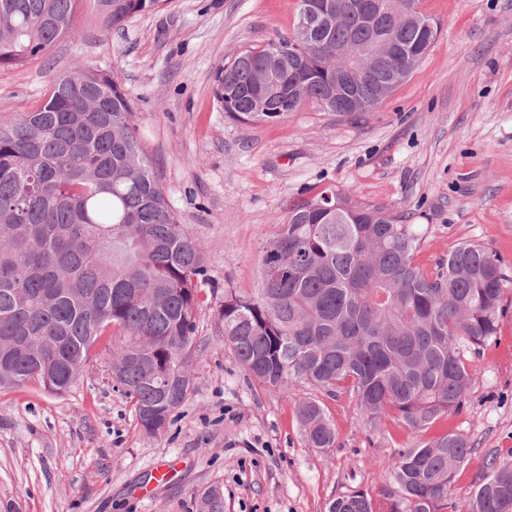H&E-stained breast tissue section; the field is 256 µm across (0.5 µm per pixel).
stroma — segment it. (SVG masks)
Masks as SVG:
<instances>
[{"instance_id":"obj_1","label":"stroma","mask_w":512,"mask_h":512,"mask_svg":"<svg viewBox=\"0 0 512 512\" xmlns=\"http://www.w3.org/2000/svg\"><path fill=\"white\" fill-rule=\"evenodd\" d=\"M298 0H166L104 30L79 0L77 36L19 68L0 69V124L39 107L54 74L112 70L135 104L141 145L168 202L202 244L212 285L251 293L264 246L289 205L326 186L404 216L431 267L481 241L512 263V0H420L439 27L413 74L376 109L340 116L308 105L274 124L241 125L214 96L216 68L289 34ZM207 298L195 390L164 432L144 435L133 401L94 358L72 389H0V512H198L218 490L224 512H326L351 490L378 493L400 450L444 432L465 436L468 464L450 499L466 512L492 460L512 458V288L499 335L468 354L465 406L426 430L365 427L347 396L308 384L272 391L225 345ZM322 404L333 447H308L302 400ZM165 482H156L158 466Z\"/></svg>"}]
</instances>
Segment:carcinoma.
<instances>
[{"label": "carcinoma", "mask_w": 512, "mask_h": 512, "mask_svg": "<svg viewBox=\"0 0 512 512\" xmlns=\"http://www.w3.org/2000/svg\"><path fill=\"white\" fill-rule=\"evenodd\" d=\"M78 0H0V67H21L65 35ZM166 0H100L110 29ZM368 24L344 12L299 47L295 34L247 47L214 74L229 119L277 123L324 99L344 60L386 37L426 52L438 28L402 17L395 0H360ZM280 68L279 87L258 83ZM371 112L385 86L361 83ZM420 240L387 205L327 187L292 204L264 247L260 288L224 290L218 321L250 376L271 390L308 383L346 393L371 429L392 418L427 429L462 411L471 385L465 354L498 336L509 264L487 244L464 241L429 269ZM202 245L172 211L140 144L134 105L118 77L77 65L53 76L38 108L0 126V387L37 384L62 395L104 345L112 378L128 389L148 437L189 397L197 314L208 284ZM311 448H331L333 424L318 401L299 405ZM471 448L445 432L406 448L379 499L342 494L327 512H445ZM216 490L200 512H223ZM468 512H512V460L490 463Z\"/></svg>", "instance_id": "cac0c4a2"}]
</instances>
